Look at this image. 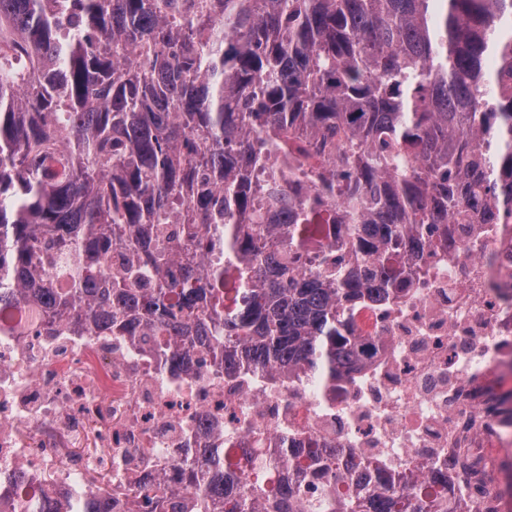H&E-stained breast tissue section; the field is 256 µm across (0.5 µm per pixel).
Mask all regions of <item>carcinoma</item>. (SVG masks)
<instances>
[{"label": "carcinoma", "instance_id": "carcinoma-1", "mask_svg": "<svg viewBox=\"0 0 512 512\" xmlns=\"http://www.w3.org/2000/svg\"><path fill=\"white\" fill-rule=\"evenodd\" d=\"M0 25V312L317 389L363 353L346 312L407 287L397 258L512 203V0H0ZM287 132L336 155L261 187ZM297 465L200 448L163 512H456L367 468L308 499L275 478ZM62 508L110 495L29 512Z\"/></svg>", "mask_w": 512, "mask_h": 512}]
</instances>
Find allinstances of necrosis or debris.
<instances>
[{"label":"necrosis or debris","mask_w":512,"mask_h":512,"mask_svg":"<svg viewBox=\"0 0 512 512\" xmlns=\"http://www.w3.org/2000/svg\"><path fill=\"white\" fill-rule=\"evenodd\" d=\"M408 278L397 298L354 307V333L373 350L316 392L174 368L127 336H55L29 311L0 322V468L28 469L40 501L93 476L113 512H141L128 488L163 473L177 492V454L233 443L244 475L257 456L320 448L395 487L449 473L467 512H504L495 461L512 437L496 377L512 370V214L449 225Z\"/></svg>","instance_id":"4bbe7bcc"}]
</instances>
